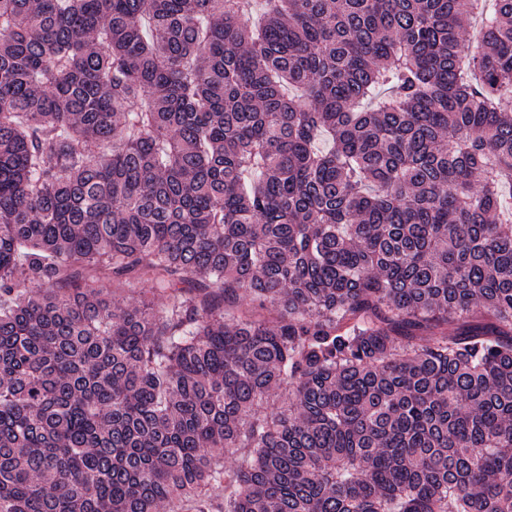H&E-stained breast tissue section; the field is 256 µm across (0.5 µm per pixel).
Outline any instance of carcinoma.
<instances>
[{"label":"carcinoma","instance_id":"cac0c4a2","mask_svg":"<svg viewBox=\"0 0 512 512\" xmlns=\"http://www.w3.org/2000/svg\"><path fill=\"white\" fill-rule=\"evenodd\" d=\"M493 2L0 0V512H512Z\"/></svg>","mask_w":512,"mask_h":512}]
</instances>
